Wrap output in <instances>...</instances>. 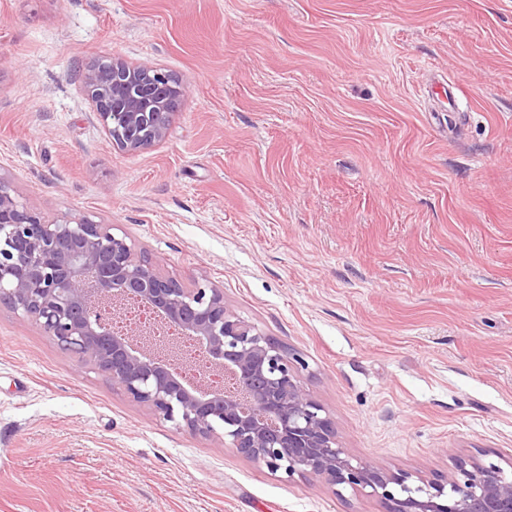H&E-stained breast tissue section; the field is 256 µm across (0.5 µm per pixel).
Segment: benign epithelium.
<instances>
[{
  "label": "benign epithelium",
  "instance_id": "1",
  "mask_svg": "<svg viewBox=\"0 0 512 512\" xmlns=\"http://www.w3.org/2000/svg\"><path fill=\"white\" fill-rule=\"evenodd\" d=\"M82 86L112 147L138 152L162 142L187 88L150 63L91 62ZM38 324L57 345L107 374L133 400L203 436L218 432L242 456L369 490L386 512H512V477L497 465L461 459L439 479L353 463L332 420L303 389L304 360L224 306L222 288H186L160 274L110 224L47 220L0 179V301ZM135 302L189 338L224 371L184 382L177 348H160L152 329L116 328Z\"/></svg>",
  "mask_w": 512,
  "mask_h": 512
}]
</instances>
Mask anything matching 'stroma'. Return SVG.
Masks as SVG:
<instances>
[{
    "mask_svg": "<svg viewBox=\"0 0 512 512\" xmlns=\"http://www.w3.org/2000/svg\"><path fill=\"white\" fill-rule=\"evenodd\" d=\"M112 56L191 90L137 153L83 92ZM0 178L223 289L353 460L512 466V0H0ZM0 512L385 506L190 433L2 303Z\"/></svg>",
    "mask_w": 512,
    "mask_h": 512,
    "instance_id": "obj_1",
    "label": "stroma"
}]
</instances>
